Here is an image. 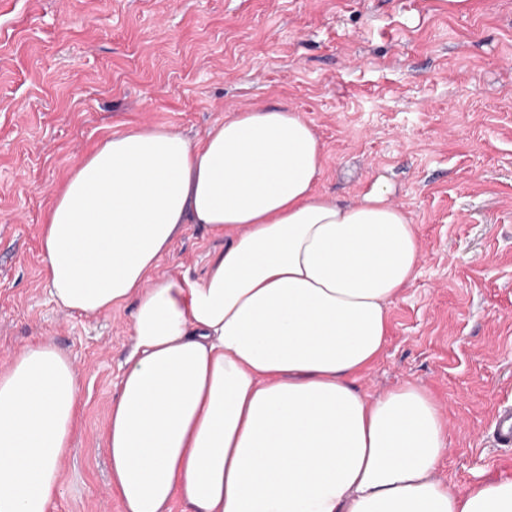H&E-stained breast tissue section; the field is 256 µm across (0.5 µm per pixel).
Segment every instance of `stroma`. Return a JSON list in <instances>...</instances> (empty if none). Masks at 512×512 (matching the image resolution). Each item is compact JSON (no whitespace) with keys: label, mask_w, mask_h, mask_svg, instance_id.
Here are the masks:
<instances>
[{"label":"stroma","mask_w":512,"mask_h":512,"mask_svg":"<svg viewBox=\"0 0 512 512\" xmlns=\"http://www.w3.org/2000/svg\"><path fill=\"white\" fill-rule=\"evenodd\" d=\"M280 104L324 144L319 191L353 204L384 181L417 226L416 277L357 389L430 393L450 487L512 475V447L489 436L512 404V0H0V369L46 342L81 386L50 512H122L105 428L132 344L130 308L51 302L40 235L56 192L113 133L196 141ZM222 246L187 225L156 274H200Z\"/></svg>","instance_id":"35a3bbf8"}]
</instances>
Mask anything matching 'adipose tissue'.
<instances>
[{
    "label": "adipose tissue",
    "instance_id": "ef3b65f1",
    "mask_svg": "<svg viewBox=\"0 0 512 512\" xmlns=\"http://www.w3.org/2000/svg\"><path fill=\"white\" fill-rule=\"evenodd\" d=\"M324 160L301 115L257 108L195 142L113 134L56 194L41 236L52 302L134 306L105 435L123 512H512V477L436 478L448 429L425 390L357 389L420 246L384 184L355 204L319 192ZM189 224L223 249L202 275L156 277ZM79 391L49 345L0 371V512H49Z\"/></svg>",
    "mask_w": 512,
    "mask_h": 512
}]
</instances>
